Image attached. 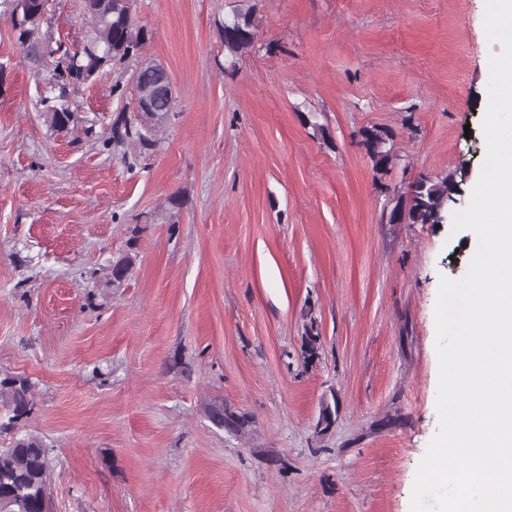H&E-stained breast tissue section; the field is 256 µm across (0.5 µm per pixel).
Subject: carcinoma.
<instances>
[{"instance_id": "1", "label": "carcinoma", "mask_w": 512, "mask_h": 512, "mask_svg": "<svg viewBox=\"0 0 512 512\" xmlns=\"http://www.w3.org/2000/svg\"><path fill=\"white\" fill-rule=\"evenodd\" d=\"M12 29L25 58L39 62L58 57L52 70L55 85L63 89L86 81L106 65L122 63L139 55L147 40V32L135 27L130 0H84L90 20L86 42L71 51L52 45L43 38L41 29L47 23L44 0H10ZM258 23L252 11H236L224 19V50L231 57L245 53L256 39ZM163 67L154 60L143 61L133 76L140 109L151 108L148 122L135 125L124 113L112 124L106 144L138 145L143 149L154 145L156 128L173 112L174 103L158 99V83ZM48 104L47 119L56 131H66L75 121L74 112L62 99L44 97ZM361 144L373 162V169L385 175L392 162L388 148L391 134L380 127L362 131ZM464 179L449 173L440 179L420 176L405 195L391 199V208L382 213L390 224H438L448 206L463 192ZM133 265L126 255L108 264L95 275L96 287L110 288L123 281ZM33 410L31 385L12 377L0 378V411L7 422L0 429H17ZM48 449L43 440L31 433L18 434L12 445L0 448V512H50Z\"/></svg>"}]
</instances>
